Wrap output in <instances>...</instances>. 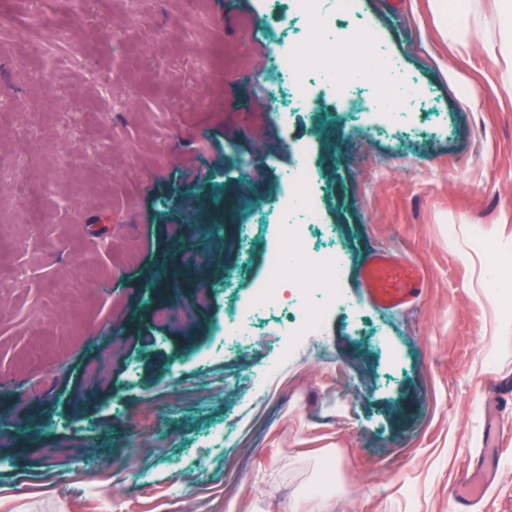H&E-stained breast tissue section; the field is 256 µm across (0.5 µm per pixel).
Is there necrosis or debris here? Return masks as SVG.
<instances>
[{"label": "necrosis or debris", "instance_id": "necrosis-or-debris-1", "mask_svg": "<svg viewBox=\"0 0 512 512\" xmlns=\"http://www.w3.org/2000/svg\"><path fill=\"white\" fill-rule=\"evenodd\" d=\"M287 4L300 34L281 28L261 35L270 47L262 69L274 117L308 106L313 88L320 87L341 112L364 119L373 134L386 133L398 121L405 128L423 131L412 113L395 111L413 91L400 60L382 42H375L369 57L353 61L347 56L348 43L363 27L357 0H287ZM364 69L378 72L385 85L376 99H368L359 89L357 73ZM298 151L301 163L284 175L287 195L263 201L249 214V225L266 230L272 242L265 250L264 276L254 283L249 300L235 304L233 317L224 324L223 346L249 344L260 319L269 314L285 315V336L313 335L327 311L349 302L335 282L345 263L344 250L337 244L314 246L325 233L319 184L310 145L302 144ZM312 249L318 252V264L305 273L304 288L284 297L280 285L288 278L290 263H301Z\"/></svg>", "mask_w": 512, "mask_h": 512}]
</instances>
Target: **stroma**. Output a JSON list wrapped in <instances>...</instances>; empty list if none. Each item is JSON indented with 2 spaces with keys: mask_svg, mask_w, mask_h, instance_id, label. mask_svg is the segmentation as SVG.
Listing matches in <instances>:
<instances>
[{
  "mask_svg": "<svg viewBox=\"0 0 512 512\" xmlns=\"http://www.w3.org/2000/svg\"><path fill=\"white\" fill-rule=\"evenodd\" d=\"M360 10L415 83L425 134L274 119L251 36L288 26L273 0H0V512H316L319 494L328 512H455L489 387L512 379V87L472 38L496 0L453 24L434 0ZM36 11L53 36L29 27ZM306 141L364 334L332 309L269 373L271 316L195 362L263 277L268 241L244 216L285 193ZM375 250L420 267L416 302L365 298ZM499 425L474 512H512V406Z\"/></svg>",
  "mask_w": 512,
  "mask_h": 512,
  "instance_id": "stroma-1",
  "label": "stroma"
}]
</instances>
